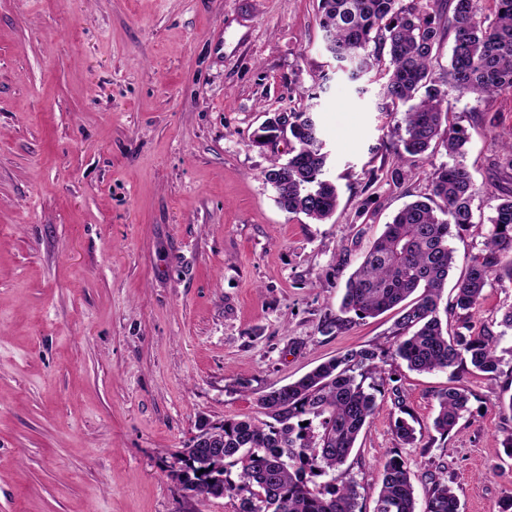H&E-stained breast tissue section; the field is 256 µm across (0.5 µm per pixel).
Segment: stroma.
Segmentation results:
<instances>
[{"label": "stroma", "instance_id": "1", "mask_svg": "<svg viewBox=\"0 0 512 512\" xmlns=\"http://www.w3.org/2000/svg\"><path fill=\"white\" fill-rule=\"evenodd\" d=\"M317 7L0 0V512H236L176 477L200 424L258 415L260 394L360 347L379 355V409L335 478L362 512L394 451L417 500L440 472L461 512L512 494V285L448 314L449 332L495 337L502 363L494 381L465 374L468 409L444 438L431 424L448 376L393 359V313L324 329L363 252L449 157L392 180L394 121L377 84L325 51ZM446 103L476 187L449 303L512 185L494 138L512 130V91L451 88ZM307 107L339 193L323 224L279 207L270 154L250 143L266 113ZM403 408L412 445L394 430Z\"/></svg>", "mask_w": 512, "mask_h": 512}]
</instances>
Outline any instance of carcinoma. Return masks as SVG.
I'll return each instance as SVG.
<instances>
[{
    "mask_svg": "<svg viewBox=\"0 0 512 512\" xmlns=\"http://www.w3.org/2000/svg\"><path fill=\"white\" fill-rule=\"evenodd\" d=\"M452 16L443 20L430 0H320L319 27L329 36L338 61L357 60L351 78L376 72L383 79L381 109L388 116L405 107L398 134L397 164L429 158L442 142L453 162L429 173L431 194L406 204L385 225L350 274L341 310L359 320L394 308L398 340L394 357L417 372L449 373V385L437 393L438 413L432 429L442 437L468 410L471 392L461 372L481 373L493 381L501 359L488 336L470 327L448 335L443 304L448 274L455 262L450 240L473 224L472 175L464 163L466 133L448 127L446 92L433 77L432 63L445 31L454 35L447 82L460 95L492 96L512 90V0H491L484 13L479 0H453ZM288 137V158L270 143ZM252 145L275 155L265 181L279 206L322 223L338 205L336 186L324 177L327 153L310 108L267 118ZM483 247L471 256L455 285L453 308L479 305L485 288L512 284V194L500 198L489 219ZM378 354L372 348L349 350L318 365L295 382L258 398L264 418L227 419L205 424L210 451L190 443L177 473L184 489L202 498L230 496L236 512H360L359 494L351 483L329 478L349 457L373 417L378 388L365 385L376 374ZM395 432L405 444L417 440L416 428L400 408ZM236 478H231V475ZM376 512H460L448 479H433L423 506H418L410 469L397 453L382 465Z\"/></svg>",
    "mask_w": 512,
    "mask_h": 512,
    "instance_id": "cac0c4a2",
    "label": "carcinoma"
}]
</instances>
